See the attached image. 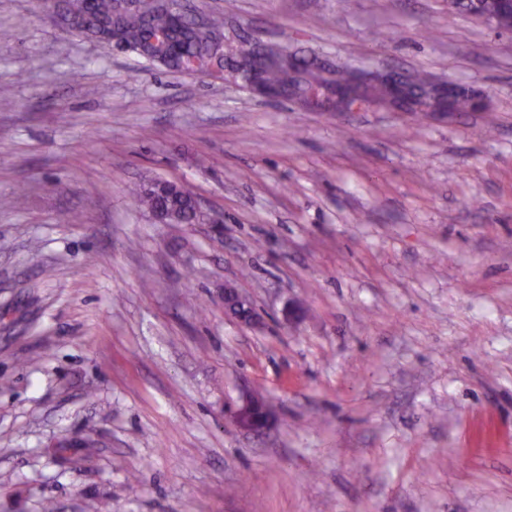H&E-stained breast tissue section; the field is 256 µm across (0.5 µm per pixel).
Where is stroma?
<instances>
[{"instance_id": "obj_1", "label": "stroma", "mask_w": 512, "mask_h": 512, "mask_svg": "<svg viewBox=\"0 0 512 512\" xmlns=\"http://www.w3.org/2000/svg\"><path fill=\"white\" fill-rule=\"evenodd\" d=\"M61 2L0 0V512H512V33L448 0H182L224 17L216 79ZM243 39L323 84L243 86ZM345 68L471 105L346 112ZM156 179L202 223L135 207ZM179 189L185 194L191 197L193 200V211L194 215L186 219L180 215H177L175 213H165V212H155L153 214V217L155 221L159 224H198L201 217H202V211L200 209V205L198 202V199L187 189H185L183 186H180L179 184L175 183ZM224 312L248 325L254 324L258 318L249 299L237 288L232 287L224 289ZM234 421L247 432H264L276 420L275 413L268 401L256 393H247L234 412Z\"/></svg>"}]
</instances>
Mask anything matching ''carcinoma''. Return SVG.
Here are the masks:
<instances>
[{"instance_id":"1","label":"carcinoma","mask_w":512,"mask_h":512,"mask_svg":"<svg viewBox=\"0 0 512 512\" xmlns=\"http://www.w3.org/2000/svg\"><path fill=\"white\" fill-rule=\"evenodd\" d=\"M61 20L79 34L109 43L118 38L132 50L143 52L169 69L224 71V19L212 17L197 24L172 12L164 0H147L130 10L120 0H68ZM238 54L248 83L264 91L288 86V62L270 45L259 52L243 44ZM129 195L139 206L154 210L159 199L132 187Z\"/></svg>"}]
</instances>
